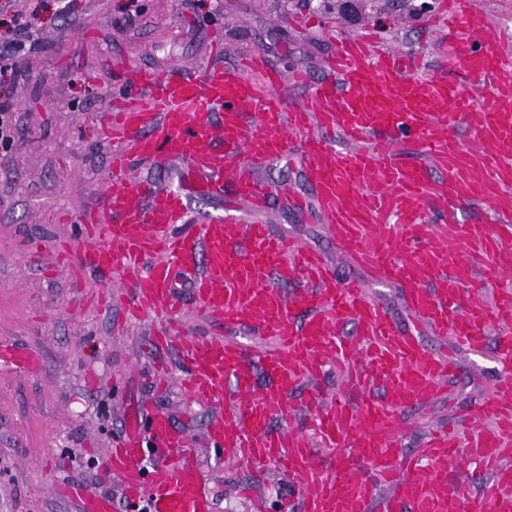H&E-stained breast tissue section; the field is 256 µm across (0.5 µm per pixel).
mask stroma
Instances as JSON below:
<instances>
[{
  "label": "stroma",
  "instance_id": "stroma-1",
  "mask_svg": "<svg viewBox=\"0 0 512 512\" xmlns=\"http://www.w3.org/2000/svg\"><path fill=\"white\" fill-rule=\"evenodd\" d=\"M386 32L350 12L327 19L312 0H71L65 14L41 11L38 50L19 57L28 82L13 91L18 140L0 158V349L27 356L24 364H0V512H78L68 488L86 486L110 497L112 512H125L118 483L105 469L106 456L143 408L167 414L189 432V453L212 489L213 512H254L242 485H254L266 512H298L299 496L272 470L255 471L211 447L205 430L214 415L193 402L177 382L158 387L157 364L179 365L176 348L155 350L150 320L128 321L121 301L85 307L82 291L101 288L94 275L74 282L51 271L61 238L78 240V219L108 190L142 180L182 190L179 166L134 158L124 174L112 172L113 143L100 135L98 120L115 96L128 90L134 69L181 65L197 72L213 62L228 65L259 52L271 65L303 71L317 80L335 43L325 33H377L382 45L420 52L428 75L439 72L436 38L427 11L411 14L387 8ZM307 140L291 139L260 179L288 184L295 196L313 201L303 165ZM77 221L66 222L67 212ZM264 220L273 233L321 252L334 274L355 279L402 330L417 325L401 287L375 281L341 256L313 209L274 200ZM460 369L427 409L405 418L401 445L420 447L438 426L473 417L503 371L495 348L481 355L461 352ZM335 364L318 383L303 382L293 393L288 420L299 436L315 440L311 417L301 407L313 391H335ZM63 458L53 468L52 458Z\"/></svg>",
  "mask_w": 512,
  "mask_h": 512
}]
</instances>
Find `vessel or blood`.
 Segmentation results:
<instances>
[{"instance_id": "1", "label": "vessel or blood", "mask_w": 512, "mask_h": 512, "mask_svg": "<svg viewBox=\"0 0 512 512\" xmlns=\"http://www.w3.org/2000/svg\"><path fill=\"white\" fill-rule=\"evenodd\" d=\"M430 26L443 67L430 79L420 74L421 54L385 50L371 34L337 38L314 84L260 55L198 74L178 65L130 71L140 98H113L101 123L104 139L125 145L112 167L126 170L133 155L178 158L185 190L141 181L108 191L101 216L81 226L84 246L57 251V270L75 277L107 283L121 267L125 311L158 321L154 348L172 343L170 320L183 305L177 272L191 279L205 319L252 326L272 340V348L250 350L225 336L187 338L179 383L191 400L218 408L208 441L285 475L300 492V512H512V332L498 338L504 375L478 405L468 446L459 425L434 430L411 451L396 440L403 412L430 407L455 374L457 351L484 352L490 329L512 309V289L499 285L512 273V46L485 43L488 13L462 0H440ZM459 71L489 90L490 101L451 81ZM308 83L304 103L288 106L282 87ZM212 112L220 116L213 127ZM303 134L316 213L337 249L373 278L399 282L417 324L447 338V349L425 352L418 334L400 331L359 282H339L322 254L263 223L272 197L293 196L256 174L285 153L289 136ZM409 135L429 166L402 163L397 149ZM228 167L234 184L225 214L187 228L189 196H223ZM430 198L443 223H428ZM473 202L491 206L494 223H459L460 208ZM240 205L253 220L237 237ZM288 282L294 293L283 291ZM351 323L354 336H344ZM330 362L344 392L303 403L317 448L273 422L285 417L292 391ZM259 370L271 385L256 383ZM141 427L132 421L106 460L130 512H211L207 483L186 453L190 435L154 412L148 448ZM461 451L485 477L480 494L448 475ZM69 495L81 512H112L97 492Z\"/></svg>"}]
</instances>
